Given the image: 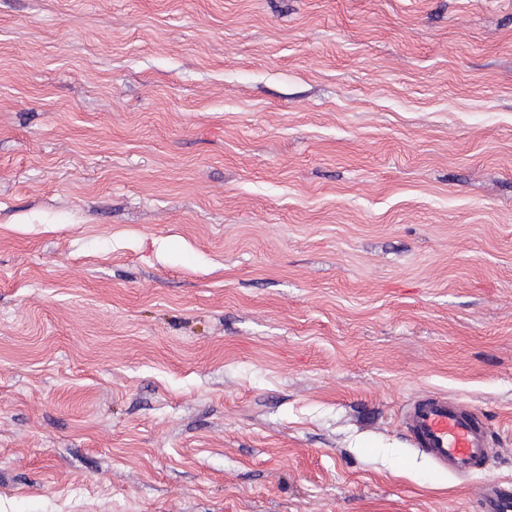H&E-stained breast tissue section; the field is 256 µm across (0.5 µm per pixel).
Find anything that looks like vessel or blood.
Segmentation results:
<instances>
[{"label":"vessel or blood","instance_id":"vessel-or-blood-1","mask_svg":"<svg viewBox=\"0 0 512 512\" xmlns=\"http://www.w3.org/2000/svg\"><path fill=\"white\" fill-rule=\"evenodd\" d=\"M406 417L411 444L437 466L468 474L486 464L487 431L463 406L429 396L410 404ZM481 508L483 512H512V500L490 483L485 487Z\"/></svg>","mask_w":512,"mask_h":512}]
</instances>
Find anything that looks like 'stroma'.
<instances>
[{"mask_svg":"<svg viewBox=\"0 0 512 512\" xmlns=\"http://www.w3.org/2000/svg\"><path fill=\"white\" fill-rule=\"evenodd\" d=\"M441 396L458 477L406 439ZM512 492V0H0V512ZM406 417L411 444L437 466L468 474L486 464L487 431L463 406L428 396L410 404Z\"/></svg>","mask_w":512,"mask_h":512,"instance_id":"1","label":"stroma"}]
</instances>
